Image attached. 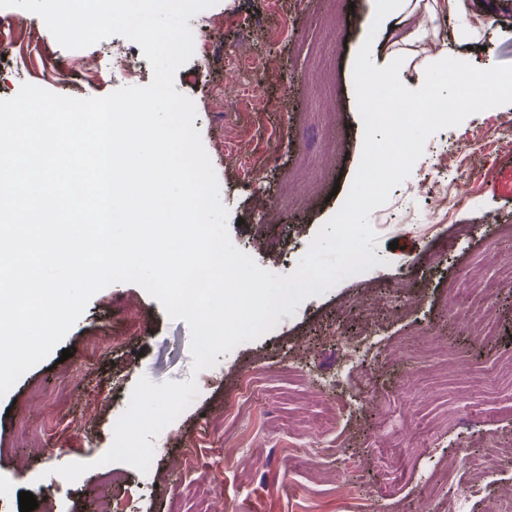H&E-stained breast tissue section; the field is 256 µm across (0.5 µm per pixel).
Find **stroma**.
I'll list each match as a JSON object with an SVG mask.
<instances>
[{
	"label": "stroma",
	"mask_w": 512,
	"mask_h": 512,
	"mask_svg": "<svg viewBox=\"0 0 512 512\" xmlns=\"http://www.w3.org/2000/svg\"><path fill=\"white\" fill-rule=\"evenodd\" d=\"M371 0H218L189 19L205 35L210 52L176 72L175 89L191 97L199 130L228 208L229 233L237 248L269 271L287 275L343 203L357 171L364 130L353 85V63L371 26ZM17 34L0 39V99L32 83L76 98L104 97L122 86H145L152 69L137 43L120 36L87 48L68 50L55 38L39 40L32 31L38 15L8 10ZM424 27L422 41L402 43L404 31ZM132 52L136 70L123 77L99 75L85 83L84 71L112 53ZM485 69L512 65V0H458L455 9L430 14L417 10L402 24L386 17L374 40L371 59L383 67L402 58V82L412 90L441 53ZM249 55L269 73L257 97L242 96L238 110L220 111L219 91L235 92L244 79L238 65ZM25 60L16 69V57ZM512 104L490 108L460 125L431 136L408 181L372 211L377 234L371 249L381 266L343 280L324 295L306 299L294 315L258 340L216 357L218 379L199 383L193 404L154 441L148 473L117 462L96 467L76 482L56 475V467L89 462L108 450L113 427L140 377L153 383L189 380L190 328L167 317L160 303L132 283L98 292L60 348L35 365L0 399V512H20L19 494L35 495L34 512H101L103 499L126 493L124 512H195L204 491L214 488L224 512H356L355 494L376 489L378 450L392 455L398 493L375 500L376 512H453L446 490L465 473L469 457L485 459L482 491L469 512H486L500 489L512 486V459L497 456L483 442L512 433V383L493 394L482 392L484 378L512 352V288L481 289L497 268L512 259V239L498 227L512 225V154L497 151ZM484 131L487 145L474 166L459 172L452 223L438 221L437 198L411 185L431 172L433 156L464 152L471 131ZM410 224L393 229L398 211ZM429 232H420V225ZM404 281V297L387 294L386 284ZM463 293L456 308L446 307L449 283ZM385 304L370 307L371 297ZM486 307L496 336L476 335L467 320L471 305ZM339 328L343 338L368 337L366 362L380 397L370 407L353 402L338 425L327 423L319 384L336 379L347 392L337 342L325 334ZM133 329L129 366L109 352L97 362L84 358L89 343L112 347L115 336ZM70 358H63V350ZM247 372L262 379L266 404L241 407L237 420L219 411L235 380ZM402 389L403 411L382 392ZM57 420L47 455L37 444L19 442L11 422L39 429ZM232 444L253 436L240 449V468H222L217 455L198 437ZM315 455H308V448ZM196 449L195 464L184 471L173 460ZM124 478L115 490L111 474Z\"/></svg>",
	"instance_id": "stroma-1"
}]
</instances>
